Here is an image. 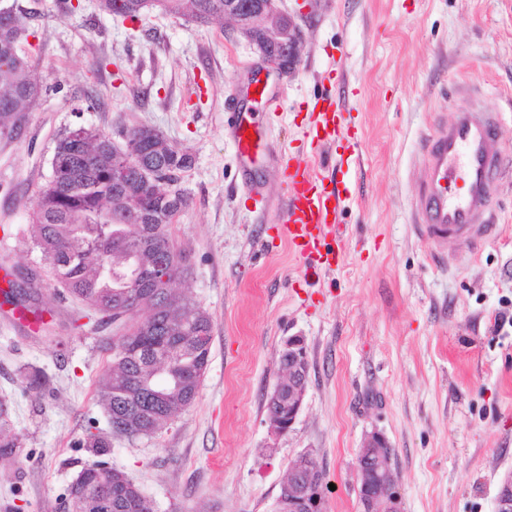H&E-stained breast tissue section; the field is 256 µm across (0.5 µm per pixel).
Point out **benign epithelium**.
I'll list each match as a JSON object with an SVG mask.
<instances>
[{
    "label": "benign epithelium",
    "mask_w": 512,
    "mask_h": 512,
    "mask_svg": "<svg viewBox=\"0 0 512 512\" xmlns=\"http://www.w3.org/2000/svg\"><path fill=\"white\" fill-rule=\"evenodd\" d=\"M224 17L236 22L237 31L256 46L263 61L278 73H294L301 62L302 33L294 19L282 12L278 0H230ZM178 273L165 264L154 270L149 298L157 300L172 286ZM281 352L288 354V376H281L267 401V422L280 435L287 433L301 410L309 383V362L304 340L290 336ZM361 512H401V495L391 447L385 437L366 436L357 459ZM293 479L288 512H326L327 499L310 489L323 482L313 451L301 453L288 469ZM495 512H512V471L499 485Z\"/></svg>",
    "instance_id": "7a95c632"
}]
</instances>
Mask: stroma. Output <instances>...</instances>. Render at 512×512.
I'll use <instances>...</instances> for the list:
<instances>
[{"instance_id": "obj_1", "label": "stroma", "mask_w": 512, "mask_h": 512, "mask_svg": "<svg viewBox=\"0 0 512 512\" xmlns=\"http://www.w3.org/2000/svg\"><path fill=\"white\" fill-rule=\"evenodd\" d=\"M23 47L43 89L13 139L0 140V290L14 280L44 322L0 301V403L19 438L0 457V512H65L92 449L154 512H271L290 463L314 450L334 488L327 512H360L356 460L368 433L394 453L404 512H495L512 471V178L496 183L504 232L477 256L417 233L421 148L456 105L504 113L512 151V0H282L303 34L289 76L268 72L232 23L153 12L131 21L98 0H19ZM268 77L269 100L251 82ZM345 104L349 141L333 162L347 187L344 263L304 277L276 238V157L303 137L322 87ZM251 111L272 152L243 171L224 130ZM79 125L121 141L146 126L191 153L189 205L170 226L189 256L174 289L212 317L194 403L150 436L112 437L98 400L119 328L89 323L27 239L58 135ZM261 188L258 210L247 185ZM307 346L309 384L291 430L273 435L267 396L288 337ZM46 387L30 389L25 367Z\"/></svg>"}]
</instances>
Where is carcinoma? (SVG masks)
I'll return each instance as SVG.
<instances>
[{
    "instance_id": "cac0c4a2",
    "label": "carcinoma",
    "mask_w": 512,
    "mask_h": 512,
    "mask_svg": "<svg viewBox=\"0 0 512 512\" xmlns=\"http://www.w3.org/2000/svg\"><path fill=\"white\" fill-rule=\"evenodd\" d=\"M102 11L135 20L153 10L185 13L200 22L224 19V0H99ZM24 12L0 17V138L11 136L15 115L38 98L21 47L27 42ZM127 130L119 146L103 130L79 126L56 140L51 174L33 209L30 250L40 254L57 284L102 318L117 322L141 308L147 289L140 280L166 261L181 273L186 255L172 242L169 226L186 208L184 187L167 193L169 181L193 164L192 156L156 133L140 138ZM130 334L112 340V359L100 396L109 418L124 425L111 435L133 440L162 428L195 400L209 361L212 318L183 295L170 291ZM80 494L68 503L85 512H154L124 471L92 461L80 472Z\"/></svg>"
}]
</instances>
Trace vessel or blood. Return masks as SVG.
<instances>
[{"instance_id": "vessel-or-blood-1", "label": "vessel or blood", "mask_w": 512, "mask_h": 512, "mask_svg": "<svg viewBox=\"0 0 512 512\" xmlns=\"http://www.w3.org/2000/svg\"><path fill=\"white\" fill-rule=\"evenodd\" d=\"M496 112L458 110L451 122H435L422 146L423 179L415 204V224L430 241L454 238L478 251L500 233L493 198L505 149ZM253 113L232 115L230 134L240 162L253 165L267 144L256 131ZM308 147L283 154L280 181L286 202L275 226L311 276L342 263L343 180L317 163L345 136L343 106L333 89L316 99L305 126Z\"/></svg>"}]
</instances>
